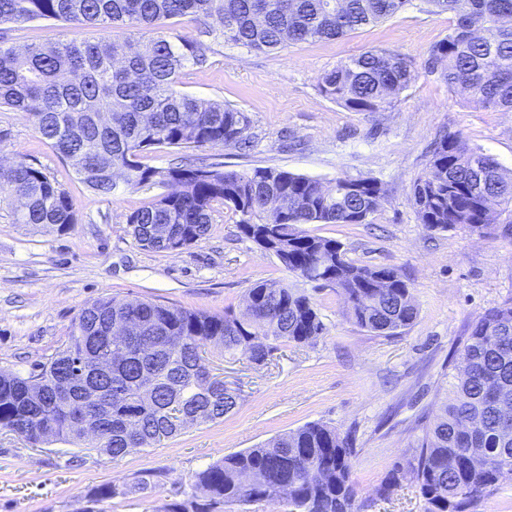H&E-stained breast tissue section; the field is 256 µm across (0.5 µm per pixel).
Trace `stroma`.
<instances>
[{"label":"stroma","instance_id":"35a3bbf8","mask_svg":"<svg viewBox=\"0 0 512 512\" xmlns=\"http://www.w3.org/2000/svg\"><path fill=\"white\" fill-rule=\"evenodd\" d=\"M454 13L409 0L383 22L332 39L254 51L223 42L210 63L186 68L183 91L247 112L252 147L196 149L229 170L285 169L333 184L372 178L382 188L366 224H312L311 234L342 244L358 265L393 267L408 280L418 315L398 336L357 326L343 297L289 273L245 237L232 211L201 242L176 252L139 246L126 217L161 187L106 199L83 184L37 132L29 113L0 109V159L36 158L70 194L78 222L14 223L0 205V372L27 374L62 349L80 310L105 297L151 300L221 315L243 314L248 288L279 282L308 295L325 326L311 343H280L264 362L214 356L213 374L240 392L223 419L189 424L173 438L115 459L59 441L30 444L0 433V512H84L103 485L130 493L99 502V512H168L193 493L196 473L226 455L267 443L309 422L351 437L360 512H423L411 474L389 494L378 488L413 445L459 372L472 325L512 302V223L496 217L484 233L427 229L410 202L440 133L462 137L512 172V112L470 104L429 71L430 48L454 27ZM412 61L408 88L380 112H351L325 97L320 76L365 50ZM146 490H138L140 481Z\"/></svg>","mask_w":512,"mask_h":512}]
</instances>
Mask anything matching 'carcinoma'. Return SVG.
I'll list each match as a JSON object with an SVG mask.
<instances>
[{"label": "carcinoma", "instance_id": "obj_1", "mask_svg": "<svg viewBox=\"0 0 512 512\" xmlns=\"http://www.w3.org/2000/svg\"><path fill=\"white\" fill-rule=\"evenodd\" d=\"M409 0H0V25L39 19L61 21L72 37L53 46L16 48L0 36V107L31 115L42 138L68 161L81 182L111 197L115 176L131 190L175 184L127 217L128 233L140 246L175 252L202 241L215 215L239 216L241 232L266 242L291 273L331 284L347 315L381 336H396L417 317L409 284L395 269L359 266L341 243L310 234L303 224H367L381 195L371 178L340 177L326 187L287 170L257 167L225 170L219 163L155 168L141 154L159 148L246 147L251 118L222 102L178 89L187 67L203 68L211 43L232 42L273 51L293 42L335 39L402 10ZM455 14V28L429 51L451 89L483 108L512 112V0H427ZM187 15L215 18L208 40L170 32L168 21ZM94 25L96 42L77 38ZM135 32L121 40L114 30ZM412 63L373 48L340 62L319 81L323 95L351 112H379L408 87ZM16 199L17 224L78 222L69 193L43 165L19 155L0 173V203ZM512 217V175L491 156L457 136L434 144L428 172L414 182L410 202L430 230L488 229L484 200ZM283 216L270 237L264 224L244 222ZM166 224L169 236L153 230ZM136 321L148 333L125 339L112 362V376L99 379V402L79 406L82 371L111 344L108 323ZM325 326L310 297L277 282H260L246 295V316L213 315L147 300L98 299L81 309L65 347L23 376L0 372V431L39 444L57 441L97 448L117 459L178 435L189 423L221 420L239 395L211 374L209 351L241 353L262 362L281 342L307 344ZM470 362L451 384V397L425 426L408 466L424 512H469L495 490L512 466V422L501 403L512 405V303L486 312L463 346ZM82 414L96 421L91 440L74 423ZM478 426L477 436L464 423ZM352 443L336 429L309 422L258 448L225 456L196 475L194 486L210 504L272 500L288 488L290 512H357V487L349 458ZM482 457L479 464L472 456ZM208 504V505H210ZM196 500L172 504L169 512H207Z\"/></svg>", "mask_w": 512, "mask_h": 512}]
</instances>
